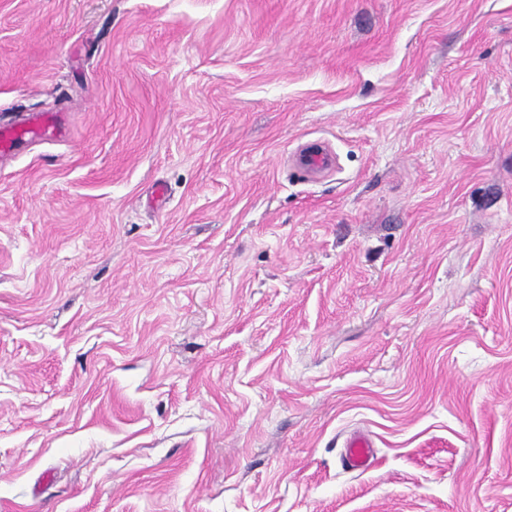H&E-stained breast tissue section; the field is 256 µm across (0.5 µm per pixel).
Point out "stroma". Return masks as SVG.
<instances>
[{
  "instance_id": "obj_1",
  "label": "stroma",
  "mask_w": 512,
  "mask_h": 512,
  "mask_svg": "<svg viewBox=\"0 0 512 512\" xmlns=\"http://www.w3.org/2000/svg\"><path fill=\"white\" fill-rule=\"evenodd\" d=\"M31 112L0 512H512V0H0ZM331 155L329 150L318 145L307 147L303 156V166L313 176L326 171L330 167ZM344 461L350 469L365 470L373 460L372 440L361 432H352L345 443Z\"/></svg>"
}]
</instances>
